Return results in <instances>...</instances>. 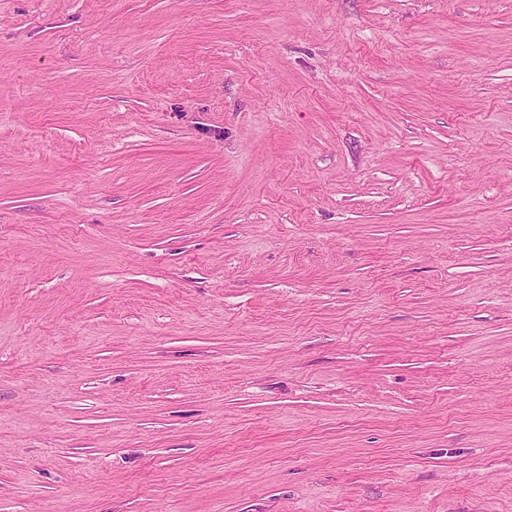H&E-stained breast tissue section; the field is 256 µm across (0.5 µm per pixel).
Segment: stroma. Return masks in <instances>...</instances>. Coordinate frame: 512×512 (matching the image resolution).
Here are the masks:
<instances>
[{
	"label": "stroma",
	"mask_w": 512,
	"mask_h": 512,
	"mask_svg": "<svg viewBox=\"0 0 512 512\" xmlns=\"http://www.w3.org/2000/svg\"><path fill=\"white\" fill-rule=\"evenodd\" d=\"M0 512H512V0H0Z\"/></svg>",
	"instance_id": "stroma-1"
}]
</instances>
